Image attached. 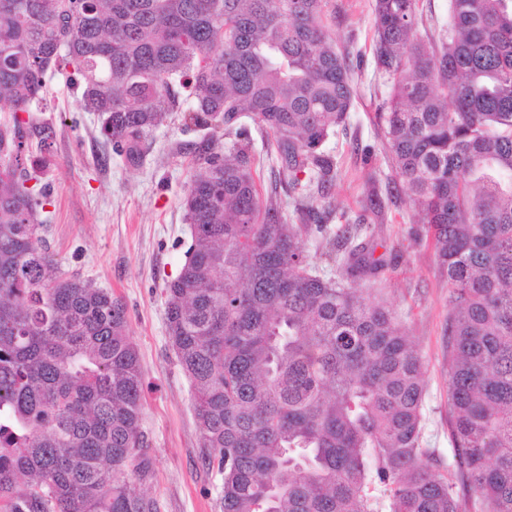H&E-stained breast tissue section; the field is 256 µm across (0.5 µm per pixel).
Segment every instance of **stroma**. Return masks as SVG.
I'll return each mask as SVG.
<instances>
[{
  "instance_id": "1",
  "label": "stroma",
  "mask_w": 512,
  "mask_h": 512,
  "mask_svg": "<svg viewBox=\"0 0 512 512\" xmlns=\"http://www.w3.org/2000/svg\"><path fill=\"white\" fill-rule=\"evenodd\" d=\"M372 4L324 0V21L347 57L358 97L346 127L326 145L337 174L316 204L331 226L363 225L361 241H373L383 256L384 269L362 288L387 300L418 347L428 388L425 437L444 457L450 448L448 282L376 125L388 88L375 70ZM80 95L76 75L47 73L43 110L35 115L54 131L52 153L37 176L48 192L39 212L44 235L67 276L114 292L127 307L145 380L142 428L154 470L142 489L161 512H220L221 477L200 465L190 383L166 333L161 295L192 242L182 199L205 132L184 127L173 113L145 140L133 166L103 139L98 116L81 109ZM255 177L261 194L277 193L286 210L303 194L290 186L280 161L261 158Z\"/></svg>"
}]
</instances>
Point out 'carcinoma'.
Returning a JSON list of instances; mask_svg holds the SVG:
<instances>
[{
    "mask_svg": "<svg viewBox=\"0 0 512 512\" xmlns=\"http://www.w3.org/2000/svg\"><path fill=\"white\" fill-rule=\"evenodd\" d=\"M417 2L374 0L379 122L448 282L456 479L422 446L420 355L355 287L384 259L311 204L288 222L241 139L246 117L294 183L336 176L324 145L355 91L323 0H0V512H159L135 483L153 465L127 308L65 276L39 232L46 190L27 186L28 140L52 139L28 114L68 69L132 165L174 112L211 132L162 295L220 512H512V0H450L435 49Z\"/></svg>",
    "mask_w": 512,
    "mask_h": 512,
    "instance_id": "carcinoma-1",
    "label": "carcinoma"
}]
</instances>
